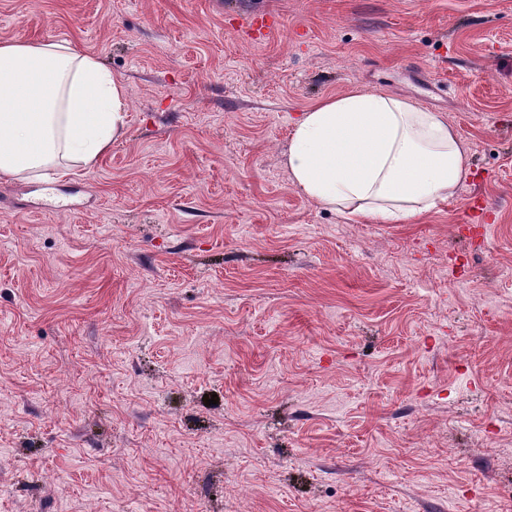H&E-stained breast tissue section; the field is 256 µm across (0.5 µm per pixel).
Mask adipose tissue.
<instances>
[{
    "instance_id": "adipose-tissue-1",
    "label": "adipose tissue",
    "mask_w": 512,
    "mask_h": 512,
    "mask_svg": "<svg viewBox=\"0 0 512 512\" xmlns=\"http://www.w3.org/2000/svg\"><path fill=\"white\" fill-rule=\"evenodd\" d=\"M127 110L125 84L96 56L66 41H0L1 178H46L64 160L91 168L124 136ZM287 166L318 204L399 223L451 197L470 160L442 113L357 88L301 113Z\"/></svg>"
}]
</instances>
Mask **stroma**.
<instances>
[{
  "mask_svg": "<svg viewBox=\"0 0 512 512\" xmlns=\"http://www.w3.org/2000/svg\"><path fill=\"white\" fill-rule=\"evenodd\" d=\"M1 40L129 115L0 179V512H512V0H0ZM359 87L461 135L435 210L293 185L294 121Z\"/></svg>",
  "mask_w": 512,
  "mask_h": 512,
  "instance_id": "stroma-1",
  "label": "stroma"
}]
</instances>
